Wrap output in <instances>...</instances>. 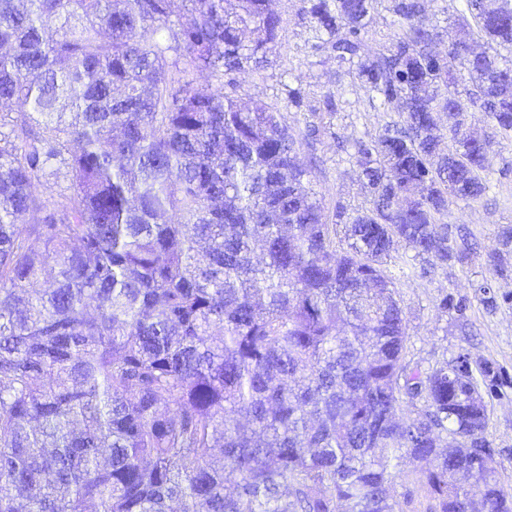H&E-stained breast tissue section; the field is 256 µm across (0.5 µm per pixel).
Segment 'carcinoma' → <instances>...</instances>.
Wrapping results in <instances>:
<instances>
[{"label":"carcinoma","instance_id":"carcinoma-1","mask_svg":"<svg viewBox=\"0 0 512 512\" xmlns=\"http://www.w3.org/2000/svg\"><path fill=\"white\" fill-rule=\"evenodd\" d=\"M186 2L0 0V512H402L393 470L421 462L434 512H512L491 464L458 475L490 444L473 372L406 361L383 269L471 254L438 217L492 163L438 114L512 133V4L465 0L494 52L439 62L423 0L365 60L377 0H308L399 105L348 153L370 206L327 213L281 113L224 92L268 62L269 0Z\"/></svg>","mask_w":512,"mask_h":512}]
</instances>
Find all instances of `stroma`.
<instances>
[{"instance_id":"stroma-1","label":"stroma","mask_w":512,"mask_h":512,"mask_svg":"<svg viewBox=\"0 0 512 512\" xmlns=\"http://www.w3.org/2000/svg\"><path fill=\"white\" fill-rule=\"evenodd\" d=\"M389 4L390 0H380L362 34L368 54L385 52L398 30ZM424 4L425 23L437 33L435 48L446 51L449 42L467 31L460 16L462 0H424ZM305 7V0H271L280 28L268 65L225 80L224 90L241 103L259 100L284 116L298 140L301 161L313 164V184L325 209H333L338 202L351 209L364 208L369 191L358 169L347 161L345 150L359 138L378 134L390 115L370 106L354 65L339 63L333 51L320 47ZM327 111L332 114L328 134L307 145L303 139L307 123L313 113ZM467 131L486 145L493 164L492 188L477 202L451 204L443 221L449 236L467 229L475 253L466 264L425 277L420 273L424 260L402 249L393 253L386 270L394 279L408 322V360L426 369L467 353L493 368L494 381L480 383L491 410L487 429L494 448L491 465L499 482L512 488V274L498 276L488 265L503 233L512 229V135L500 134L480 111L470 113ZM484 279L491 283L496 299L491 307L475 289ZM443 293L454 302L446 312L436 307ZM459 302L465 304V311H456Z\"/></svg>"}]
</instances>
